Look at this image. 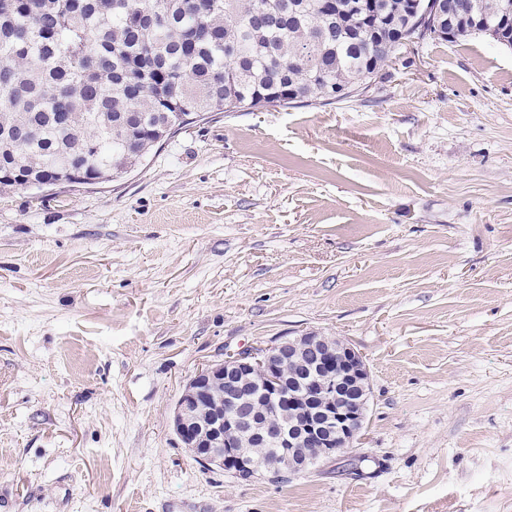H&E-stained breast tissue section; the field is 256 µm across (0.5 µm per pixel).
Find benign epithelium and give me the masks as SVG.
<instances>
[{
  "label": "benign epithelium",
  "mask_w": 512,
  "mask_h": 512,
  "mask_svg": "<svg viewBox=\"0 0 512 512\" xmlns=\"http://www.w3.org/2000/svg\"><path fill=\"white\" fill-rule=\"evenodd\" d=\"M457 17L453 0H428L416 24L422 32H454ZM216 385L224 386V412L202 420V403ZM370 394L369 368L349 341L303 332L198 370L176 404L173 426L200 464L242 481L285 482L318 461L306 449L331 458L351 447L364 429ZM255 436L280 449L274 465L257 466L246 446Z\"/></svg>",
  "instance_id": "1"
}]
</instances>
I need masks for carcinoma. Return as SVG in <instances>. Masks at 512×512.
Here are the masks:
<instances>
[{
    "instance_id": "carcinoma-1",
    "label": "carcinoma",
    "mask_w": 512,
    "mask_h": 512,
    "mask_svg": "<svg viewBox=\"0 0 512 512\" xmlns=\"http://www.w3.org/2000/svg\"><path fill=\"white\" fill-rule=\"evenodd\" d=\"M0 0V191L111 181L204 112L343 100L426 0ZM512 18V0H458Z\"/></svg>"
}]
</instances>
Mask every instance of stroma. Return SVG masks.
Returning a JSON list of instances; mask_svg holds the SVG:
<instances>
[{"instance_id":"1","label":"stroma","mask_w":512,"mask_h":512,"mask_svg":"<svg viewBox=\"0 0 512 512\" xmlns=\"http://www.w3.org/2000/svg\"><path fill=\"white\" fill-rule=\"evenodd\" d=\"M305 331L370 371L287 483L173 431L195 371ZM512 512V48L404 45L364 94L216 112L111 182L0 194V512Z\"/></svg>"}]
</instances>
